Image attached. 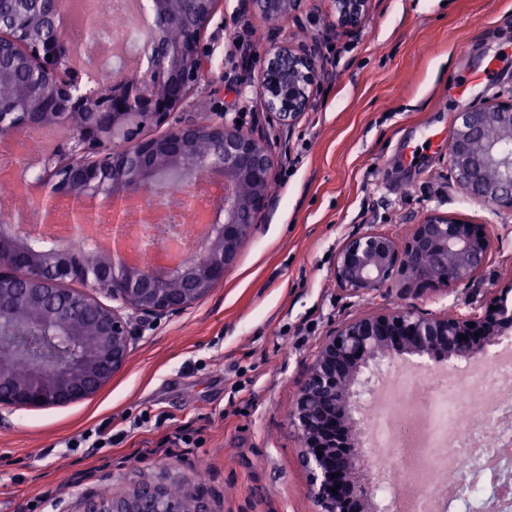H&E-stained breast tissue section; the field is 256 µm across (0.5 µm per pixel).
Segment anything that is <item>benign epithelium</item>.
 I'll list each match as a JSON object with an SVG mask.
<instances>
[{"label":"benign epithelium","instance_id":"obj_1","mask_svg":"<svg viewBox=\"0 0 512 512\" xmlns=\"http://www.w3.org/2000/svg\"><path fill=\"white\" fill-rule=\"evenodd\" d=\"M336 27H359L371 0H330ZM265 21L275 22L300 10L302 0H256ZM154 44L163 62L122 81H110L112 95L102 100L78 94L80 83L70 77L61 87L62 108L39 112L37 99L27 96L22 111L0 113V137L18 122L67 125L72 128L66 149L68 163L45 172L56 197L100 198L112 209V225H120L118 205L137 197L150 205L162 188L180 187L191 193L203 177L222 188L221 205L209 215L196 263L143 268L123 250L90 248L75 251L54 244L34 250L31 237L19 229L0 231V334L22 331L8 322V312L22 298L30 316L27 328L82 345L81 358L63 366H35L17 373L9 356L0 355V407L38 409L65 406L99 392L126 365L132 331L129 318L103 303V293L136 314L158 317L176 313L205 297L224 280L243 243L251 236L256 217L271 204L268 186L274 162L267 145L237 123L171 122L185 99L168 88H188L210 69L199 37L180 44ZM9 52L17 63L37 69L53 81L66 56V45L20 42L0 35V55ZM319 85L317 41L294 47L275 43L264 52L259 92L269 111L289 125L313 104ZM83 108L84 123L73 126L72 108ZM452 137L450 170L470 195L503 210H512V96L497 97L459 116ZM148 124L169 125L159 138H141ZM495 130L487 137L486 130ZM207 135L219 147L206 158L195 155L197 138ZM491 240L483 224L458 221L430 210L413 226L405 244L392 235L369 230L345 239L336 251L333 274L339 288L364 296L395 282L407 291L422 292L472 278L487 263ZM459 264L448 271V254ZM177 279L183 288H169ZM79 283L82 288H71ZM512 282L498 291L482 311L454 318L432 316L402 307L367 313L343 323L318 351L302 382L289 423L300 441V463L307 472L308 493L316 512H384L374 488L385 476L376 473L373 458L354 441L365 414L367 396L384 380L383 362L406 353L431 359L469 358L482 352L488 337L512 326L508 296ZM468 339H459V335ZM322 455H317V452ZM337 488L332 493L331 488ZM61 512H212L206 497L188 493L169 501L163 482H140L129 494L112 499L96 495L78 498Z\"/></svg>","mask_w":512,"mask_h":512}]
</instances>
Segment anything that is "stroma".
Listing matches in <instances>:
<instances>
[{
  "label": "stroma",
  "instance_id": "35a3bbf8",
  "mask_svg": "<svg viewBox=\"0 0 512 512\" xmlns=\"http://www.w3.org/2000/svg\"><path fill=\"white\" fill-rule=\"evenodd\" d=\"M257 43L225 46L238 23ZM327 0L278 23L252 0H222L201 43L211 71L194 99L264 137L277 191L235 264L200 301L134 321L125 367L94 397L0 418V512H53L142 481L202 486L212 512H314L288 414L324 341L365 313H467L512 279V211L467 194L448 167L461 112L512 95V0H372L364 24L331 34ZM322 43L312 107L285 126L258 91L274 42ZM472 49H462V41ZM436 209L487 225L492 249L470 281L421 295L387 285L348 295L333 274L351 236L405 239ZM100 425L111 447L64 443ZM200 431L186 448L177 434Z\"/></svg>",
  "mask_w": 512,
  "mask_h": 512
}]
</instances>
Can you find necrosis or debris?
Wrapping results in <instances>:
<instances>
[{"instance_id":"4bbe7bcc","label":"necrosis or debris","mask_w":512,"mask_h":512,"mask_svg":"<svg viewBox=\"0 0 512 512\" xmlns=\"http://www.w3.org/2000/svg\"><path fill=\"white\" fill-rule=\"evenodd\" d=\"M124 3L99 0L96 25L125 57L148 0L134 14ZM371 427L377 468L405 480L388 479L382 495L403 499L410 512H491L498 468L512 460V350L422 386L412 376L386 385Z\"/></svg>"}]
</instances>
